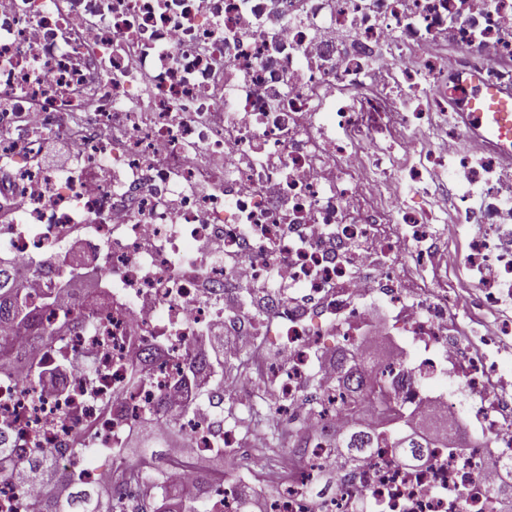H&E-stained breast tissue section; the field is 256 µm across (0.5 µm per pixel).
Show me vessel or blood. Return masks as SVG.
I'll list each match as a JSON object with an SVG mask.
<instances>
[{
    "instance_id": "b4317fda",
    "label": "vessel or blood",
    "mask_w": 512,
    "mask_h": 512,
    "mask_svg": "<svg viewBox=\"0 0 512 512\" xmlns=\"http://www.w3.org/2000/svg\"><path fill=\"white\" fill-rule=\"evenodd\" d=\"M455 94L462 107L458 118L483 141L495 144L512 161V95L471 79L458 85Z\"/></svg>"
}]
</instances>
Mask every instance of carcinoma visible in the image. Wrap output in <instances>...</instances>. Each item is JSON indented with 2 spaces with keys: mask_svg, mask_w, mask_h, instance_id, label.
<instances>
[{
  "mask_svg": "<svg viewBox=\"0 0 512 512\" xmlns=\"http://www.w3.org/2000/svg\"><path fill=\"white\" fill-rule=\"evenodd\" d=\"M67 288L47 291L39 300H34L10 265L0 260V324L7 325L16 337L32 339L52 352L58 360L65 358L64 341L73 330L82 326L85 316L71 314L67 309ZM372 363L355 354L340 352L336 358V391L347 393L356 404L364 392L376 391L382 379L366 377ZM47 371L41 362L32 364L23 386L33 391L41 384ZM186 408L174 405L160 397L153 413L169 421L179 420ZM378 435L364 426L349 428L336 442L344 449L346 460L362 455L377 446ZM394 451L406 457L423 455L434 441L417 433L399 432L390 437ZM166 444L162 436L156 435L154 427L145 429L135 449L126 451L129 463L118 475L112 491L105 492L97 486L80 480L78 473L67 467L60 457L45 456L38 452L19 455L12 448L0 446V475L10 474L17 479V489L23 486H39L41 494L34 499L20 501L5 500L0 503V512H129L132 507L125 499L130 489L136 490L137 512H153L152 503L158 499L167 504L166 512H205L202 501L204 488L224 476L211 473L197 475V492L170 489L161 474L142 461L145 454Z\"/></svg>",
  "mask_w": 512,
  "mask_h": 512,
  "instance_id": "obj_1",
  "label": "carcinoma"
}]
</instances>
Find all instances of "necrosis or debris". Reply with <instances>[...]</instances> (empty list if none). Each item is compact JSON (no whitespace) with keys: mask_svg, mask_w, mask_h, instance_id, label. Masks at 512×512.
<instances>
[{"mask_svg":"<svg viewBox=\"0 0 512 512\" xmlns=\"http://www.w3.org/2000/svg\"><path fill=\"white\" fill-rule=\"evenodd\" d=\"M472 77L512 89V0H0V249L35 296L65 266L98 280L36 395L0 380L10 447L63 455L86 427L121 460L162 395L187 411L160 471L192 485L240 442L223 385L187 370L217 325L272 396L261 428L297 420L304 446L274 484L253 459L208 512H494L512 398L461 309L512 334V181L464 145L452 87ZM49 137L73 140L69 167L35 163ZM376 298L415 351L385 360L386 405L351 412L314 359L332 334L366 351L355 322ZM437 385L451 431L485 438L473 454L437 443L409 468L383 441L343 463L327 442L387 432Z\"/></svg>","mask_w":512,"mask_h":512,"instance_id":"4bbe7bcc","label":"necrosis or debris"}]
</instances>
